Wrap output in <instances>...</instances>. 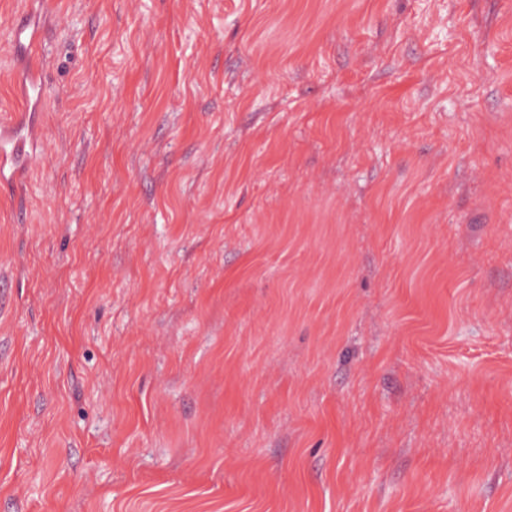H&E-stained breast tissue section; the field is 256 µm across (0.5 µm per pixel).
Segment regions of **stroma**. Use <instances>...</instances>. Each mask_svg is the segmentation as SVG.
<instances>
[{
	"instance_id": "stroma-1",
	"label": "stroma",
	"mask_w": 512,
	"mask_h": 512,
	"mask_svg": "<svg viewBox=\"0 0 512 512\" xmlns=\"http://www.w3.org/2000/svg\"><path fill=\"white\" fill-rule=\"evenodd\" d=\"M27 20L0 512H512V0ZM16 39L23 40L24 62L26 70L19 83V93L31 108V112L40 106L44 99V83L38 76V69L28 58V51L37 47L42 40V31L39 28L32 29L27 22L18 26L15 30Z\"/></svg>"
}]
</instances>
